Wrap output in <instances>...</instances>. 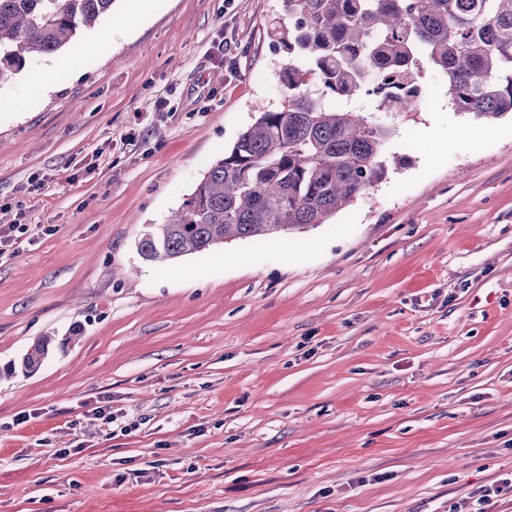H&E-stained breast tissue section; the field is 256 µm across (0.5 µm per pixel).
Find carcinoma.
<instances>
[{"instance_id":"carcinoma-1","label":"carcinoma","mask_w":512,"mask_h":512,"mask_svg":"<svg viewBox=\"0 0 512 512\" xmlns=\"http://www.w3.org/2000/svg\"><path fill=\"white\" fill-rule=\"evenodd\" d=\"M115 0H0V81L96 26ZM291 22L270 31L287 54L285 104L259 116L215 159L194 191L138 240L142 259L203 255L230 238L263 239L324 224L386 177L393 128L374 113L417 110L422 88L396 105L386 85L430 68L448 81L458 112L493 123L512 115V0H285ZM321 85L307 89L306 71ZM375 100L338 109L327 96ZM44 336L7 371L29 375L48 357Z\"/></svg>"}]
</instances>
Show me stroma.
<instances>
[{
    "mask_svg": "<svg viewBox=\"0 0 512 512\" xmlns=\"http://www.w3.org/2000/svg\"><path fill=\"white\" fill-rule=\"evenodd\" d=\"M0 86V512H450L512 475V119L425 70L327 223L135 242L280 108L284 0H153ZM50 70L49 91L33 78ZM54 338L51 336H43L27 351V353L16 364L11 363L7 367L10 374H15L20 371L22 374L29 375L37 371L44 360L48 357L50 350L53 346Z\"/></svg>",
    "mask_w": 512,
    "mask_h": 512,
    "instance_id": "stroma-1",
    "label": "stroma"
}]
</instances>
